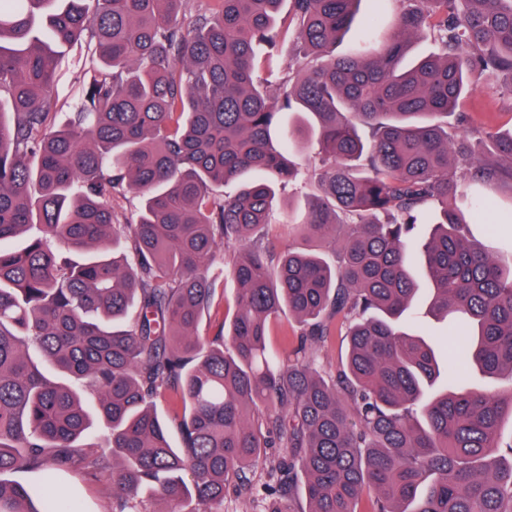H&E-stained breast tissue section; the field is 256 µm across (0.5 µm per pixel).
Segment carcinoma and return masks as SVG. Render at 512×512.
<instances>
[{
  "label": "carcinoma",
  "instance_id": "carcinoma-1",
  "mask_svg": "<svg viewBox=\"0 0 512 512\" xmlns=\"http://www.w3.org/2000/svg\"><path fill=\"white\" fill-rule=\"evenodd\" d=\"M187 2L0 0V512H86L60 473L109 467V512H223L259 469L276 475L267 512L365 496L369 512H512V259L465 219L483 206L471 185L512 181V129L448 131L464 97L512 78V0H396L392 29L347 57L360 0ZM428 37L437 52L404 64ZM75 44L93 74L55 128ZM310 146L322 194L292 223L341 238L334 264L269 234L276 186L301 177L289 155ZM251 170L266 179L218 193ZM121 191L140 198L122 222ZM226 261L235 313L206 340L208 270ZM417 266L487 386L435 390L410 327ZM285 312L293 360L266 344ZM338 324L345 362L323 373ZM171 392L176 446L155 407Z\"/></svg>",
  "mask_w": 512,
  "mask_h": 512
}]
</instances>
